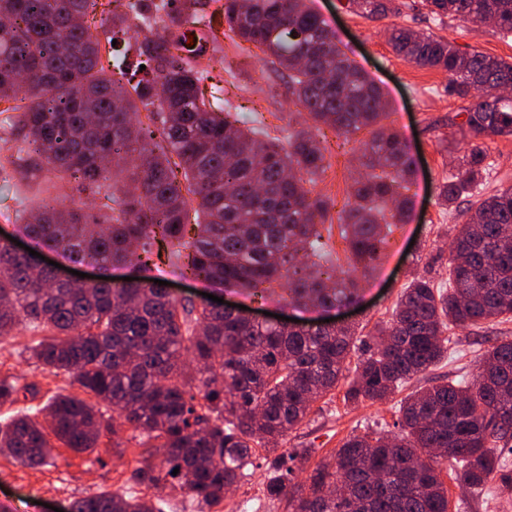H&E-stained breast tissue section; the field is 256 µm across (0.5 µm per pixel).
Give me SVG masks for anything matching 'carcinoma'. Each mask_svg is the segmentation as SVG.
<instances>
[{"mask_svg":"<svg viewBox=\"0 0 512 512\" xmlns=\"http://www.w3.org/2000/svg\"><path fill=\"white\" fill-rule=\"evenodd\" d=\"M429 2L435 21L461 18L512 34V0ZM353 3L368 18L398 11L393 0ZM98 5L0 0V102H20L0 111V128L16 142L14 171L65 174L97 195L107 161L145 158L131 167L128 187L112 194V223L50 197L25 217L26 235L101 268L147 271L181 255L191 277L261 299L276 295L304 311L355 302L387 229L407 217L415 162L402 136L382 125L381 90L341 52L326 21L305 0H224L210 14L199 0ZM201 21L206 41L231 35L287 71L314 130L290 134L280 147L205 97V45L195 29ZM130 22L152 37L112 45ZM390 44L408 63L447 72L458 96L479 92L463 112L472 138L512 135V98H488L492 89L512 88V62L463 53L405 27L393 28ZM324 126L347 139L372 129L359 149L351 200L337 217L350 261L334 274L324 271L328 202L305 187L324 171ZM486 159L483 147L471 145L438 186L445 205L469 200L451 243L448 287L424 277L404 285L346 382L345 402L383 401L434 369L448 356L451 325L512 320V186L480 191ZM191 201L200 217L194 224L187 222ZM22 321L48 332L33 358L95 401L57 395L1 427L0 449L41 466L52 458L51 433L71 451L87 452L104 432L121 430L103 422V402L162 449L166 473L144 460L130 479L147 488L168 484L199 512H221L224 492L251 475L255 448L276 451L311 404L336 389L357 342L348 323L250 324L222 308L183 302L147 276L72 287L0 242V340ZM186 356L198 376L185 372ZM397 426L393 436L348 437L312 470L307 491L291 484L288 461L303 464L308 452L274 457L266 498L285 502L288 512H448L441 478L448 467L474 492L494 479L511 489L512 336L495 339L472 379L442 376L400 400ZM70 512L161 510L141 498L98 493L73 501Z\"/></svg>","mask_w":512,"mask_h":512,"instance_id":"cac0c4a2","label":"carcinoma"}]
</instances>
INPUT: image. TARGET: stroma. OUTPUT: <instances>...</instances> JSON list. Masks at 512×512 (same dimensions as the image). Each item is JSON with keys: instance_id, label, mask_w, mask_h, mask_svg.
Here are the masks:
<instances>
[{"instance_id": "stroma-1", "label": "stroma", "mask_w": 512, "mask_h": 512, "mask_svg": "<svg viewBox=\"0 0 512 512\" xmlns=\"http://www.w3.org/2000/svg\"><path fill=\"white\" fill-rule=\"evenodd\" d=\"M401 11L384 18L370 19L351 8L348 0H308L309 6L336 33V43L383 90L386 126L399 132L416 161L415 176L408 195L411 213L407 223L394 226L388 237L374 278L377 286L363 293L361 309L332 310L336 320L351 323L360 335H368L377 324L387 320L398 296L412 277L425 276L437 282L448 280L449 243L455 224L463 220L465 201L440 205L437 186L456 171L459 157L471 139L462 128L461 114L469 99L448 89V75L435 68H422L396 57L389 44L393 27L416 31L448 40L466 51L512 61V35L470 21L447 18L433 21L426 0H398ZM201 64L207 72L205 92L220 91L224 107L241 113L245 120H258L267 135L287 142L289 133L301 129L305 118L288 87L286 72L274 70L265 54L254 45L234 44L230 39L210 49ZM363 130L350 141L338 139L325 130L323 144L328 166L313 184L315 193L330 199L332 211H339L349 197L353 157L360 143L369 140ZM488 168L482 178L484 192L512 185V135L481 139ZM63 202L75 201L85 208H103L104 195L91 196L77 190L75 184L49 181L39 174L10 182H0V231L18 234L17 210L37 208L47 196ZM43 336L42 330L21 324L13 336L0 342V377L18 385L35 386L36 398L20 397L14 403L0 405V425L42 406L56 394L82 396V389L64 374H55L31 359L29 348ZM447 360L435 368V375H472L489 340L512 336V321L482 329L452 327ZM343 389H336L316 401L302 426L288 432L283 448H307V464L295 472L297 484H306L314 466L341 447L351 434L373 429L396 434L398 397L382 403L367 402L353 407L343 400ZM121 447H113L111 434H104L98 448L85 454L73 453L56 445L49 465L30 468L0 454V499H9L12 512H49L59 508L67 512L72 501L93 493H127L157 502L162 512H197L196 503L169 489L146 488L129 482L137 461L160 463L159 449L149 447L138 433L122 428ZM266 452L257 449V469L241 481L224 499V512H285L283 504L272 503L262 492ZM450 512H512V491L500 492L488 486L473 494L455 481H448Z\"/></svg>"}]
</instances>
